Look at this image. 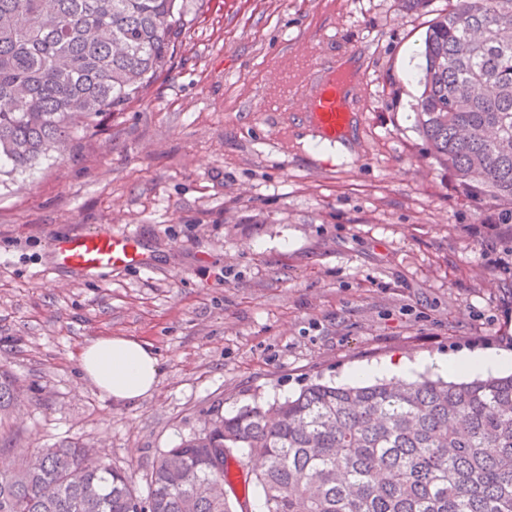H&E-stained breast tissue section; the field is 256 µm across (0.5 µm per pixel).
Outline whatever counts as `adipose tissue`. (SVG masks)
<instances>
[{
	"mask_svg": "<svg viewBox=\"0 0 512 512\" xmlns=\"http://www.w3.org/2000/svg\"><path fill=\"white\" fill-rule=\"evenodd\" d=\"M79 367L103 394L121 405L138 404L160 382L159 359L151 346L123 336L89 340Z\"/></svg>",
	"mask_w": 512,
	"mask_h": 512,
	"instance_id": "adipose-tissue-1",
	"label": "adipose tissue"
}]
</instances>
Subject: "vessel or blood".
Returning <instances> with one entry per match:
<instances>
[{"mask_svg":"<svg viewBox=\"0 0 512 512\" xmlns=\"http://www.w3.org/2000/svg\"><path fill=\"white\" fill-rule=\"evenodd\" d=\"M268 81L278 111L294 113L321 143H346L358 121L347 99L359 96L362 86L351 69L324 61L314 42L302 40L271 70ZM52 257L55 265L83 275L146 269L153 263L135 232L112 225L56 239Z\"/></svg>","mask_w":512,"mask_h":512,"instance_id":"1","label":"vessel or blood"}]
</instances>
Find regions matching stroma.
Instances as JSON below:
<instances>
[{
  "instance_id": "stroma-1",
  "label": "stroma",
  "mask_w": 512,
  "mask_h": 512,
  "mask_svg": "<svg viewBox=\"0 0 512 512\" xmlns=\"http://www.w3.org/2000/svg\"><path fill=\"white\" fill-rule=\"evenodd\" d=\"M166 75L65 155L0 184V368L26 387L0 417V470L63 441L96 446L138 490L212 413L281 401L395 358L512 353V248L430 163L407 67L430 16L399 0H186ZM361 56V129L317 172L302 125L263 112L298 37ZM133 230L151 269H51L64 233ZM123 336L160 361L156 391L112 403L86 342Z\"/></svg>"
}]
</instances>
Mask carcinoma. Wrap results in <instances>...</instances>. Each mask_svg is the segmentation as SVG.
Masks as SVG:
<instances>
[{
	"label": "carcinoma",
	"instance_id": "carcinoma-1",
	"mask_svg": "<svg viewBox=\"0 0 512 512\" xmlns=\"http://www.w3.org/2000/svg\"><path fill=\"white\" fill-rule=\"evenodd\" d=\"M184 0H0V175L30 173L120 112L171 64ZM417 123L456 191L512 241V0H448L425 32ZM22 385L0 373V412ZM266 512H512V375L469 382H314L215 414L161 452L147 497L78 442L0 474V512H249L230 450Z\"/></svg>",
	"mask_w": 512,
	"mask_h": 512
}]
</instances>
